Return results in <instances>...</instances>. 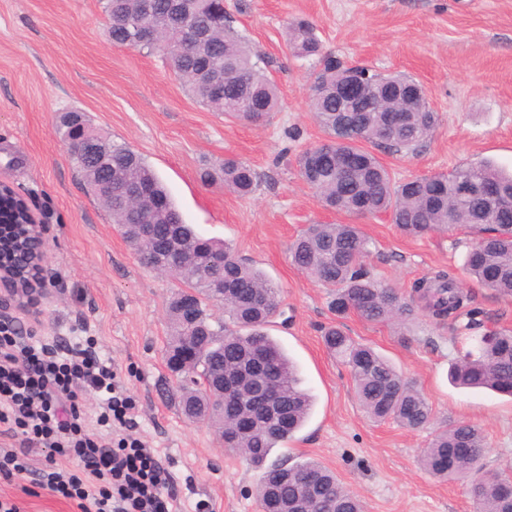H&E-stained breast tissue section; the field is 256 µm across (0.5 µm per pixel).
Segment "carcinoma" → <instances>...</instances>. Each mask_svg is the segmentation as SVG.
Here are the masks:
<instances>
[{
    "label": "carcinoma",
    "instance_id": "cac0c4a2",
    "mask_svg": "<svg viewBox=\"0 0 512 512\" xmlns=\"http://www.w3.org/2000/svg\"><path fill=\"white\" fill-rule=\"evenodd\" d=\"M150 8L149 20L159 39H180L183 24L196 27L202 36L173 51L146 46L162 54L169 68L182 79L191 96L214 112L260 124L279 108V91L268 74L271 61L254 51L229 24L224 0H105L104 12L111 25L112 45L137 49L127 20ZM289 48L296 57H319L320 68L308 86V104L323 138L298 158L299 174L326 208L349 215L386 213L403 235L421 237L433 233L474 235L479 250H468L466 274L500 296L512 297V223L509 214L491 216L487 201L460 198L455 189L471 180L492 183L506 197L512 196V173L490 161L458 167L450 173L393 183L378 156L358 144L351 132L371 126L373 145L385 150L414 153L432 135L436 113L429 110L419 82L402 74L370 72V103L373 112L351 114L350 129L338 125L339 85L342 62L321 53L312 23L292 21L286 28ZM107 142L111 153L108 171L70 157L83 177L89 194L104 204L123 238L141 264L151 265L143 247L140 225L151 224L163 242L174 238L179 248L166 255L163 270L181 284L175 294L195 295L199 303L197 326L204 331L207 349L198 371L182 376L179 407L187 409L207 402L197 380L224 368L237 391V401L224 413L212 412L207 421L221 431L224 448L246 458L263 470L257 498L263 512H364L361 500L340 483L323 464L306 461L288 466L283 475L279 462H268L273 449L297 433L307 421L313 397L301 388L295 364L267 334L279 308L278 289L265 275L241 259L232 246L199 235L182 214L160 177L145 159L93 126L82 112L61 113L57 132L63 143L80 132ZM353 152L355 166L341 169L336 155ZM207 181L221 179L224 189L240 196L252 195L257 176L247 162L226 157L219 169H205ZM22 228H0L4 255L20 243ZM370 241L356 224H310L289 247L291 263L307 278L331 289L329 307L339 318L351 313L365 321L405 328L423 312L435 324H448L457 335L477 341L475 349L459 355L451 364L449 378L461 388H484L512 396V330L484 331V312L470 308L469 293L450 271L439 270L415 284L409 296L377 279L365 266ZM495 279L488 281V272ZM224 280V291L216 283ZM224 305V319L208 312L211 303ZM170 306L171 336L167 356L178 354L190 327ZM327 351L339 359L351 375L354 393L365 414L376 422L393 420L418 430L431 421L432 408L411 382L371 347L354 340L337 324L323 329ZM272 383L278 408L286 421L275 417L245 434L236 426L263 414L253 401L258 383ZM483 432L475 425L458 422L435 432L424 451L423 467L443 481H471L478 512H512V483L482 473L486 454Z\"/></svg>",
    "mask_w": 512,
    "mask_h": 512
}]
</instances>
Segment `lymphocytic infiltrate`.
I'll list each match as a JSON object with an SVG mask.
<instances>
[{
    "instance_id": "f902f5d3",
    "label": "lymphocytic infiltrate",
    "mask_w": 512,
    "mask_h": 512,
    "mask_svg": "<svg viewBox=\"0 0 512 512\" xmlns=\"http://www.w3.org/2000/svg\"><path fill=\"white\" fill-rule=\"evenodd\" d=\"M79 388L100 396L101 422L126 429L118 444L87 430L73 402ZM0 400V422L25 428L29 447L41 456L34 469L17 453L4 452L0 478L31 472L33 484L75 501L79 512H170L164 491L172 477L153 449L130 436L135 405L92 346H49L0 324Z\"/></svg>"
}]
</instances>
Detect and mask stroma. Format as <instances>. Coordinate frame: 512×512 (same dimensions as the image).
I'll return each mask as SVG.
<instances>
[{"label":"stroma","mask_w":512,"mask_h":512,"mask_svg":"<svg viewBox=\"0 0 512 512\" xmlns=\"http://www.w3.org/2000/svg\"><path fill=\"white\" fill-rule=\"evenodd\" d=\"M224 9L272 61L281 108L266 123L201 105L159 53L113 47L100 0H0V181L26 197L46 226L47 290L16 318L46 343L94 338L136 403L133 436L155 449L174 478L171 512H261L260 470L226 451L207 423L180 412L179 381L165 362L177 284L143 268L108 210L88 195L56 132L58 113L78 110L142 155L186 223L232 244L279 288L281 314L269 332L295 361L315 408L276 456L321 462L366 512H475L469 485L434 479L420 457L444 422H469L486 436L485 472L512 478V398L449 383L459 346L447 326L421 317L404 336L351 314L344 331L386 356L432 408L419 430L371 421L347 367L322 342V327L335 319L328 288L288 259L290 241L306 225L356 223L371 240L366 267L407 293L435 271L462 273L471 238H406L384 218L320 206L297 166L322 138L307 99L318 60L293 56L285 27L308 20L336 59L423 84L437 125L417 154L380 153L393 180L484 159L512 170V0H224ZM227 157L255 170L252 196L202 181L203 168ZM1 498L18 512H77L23 473L0 478Z\"/></svg>","instance_id":"35a3bbf8"}]
</instances>
